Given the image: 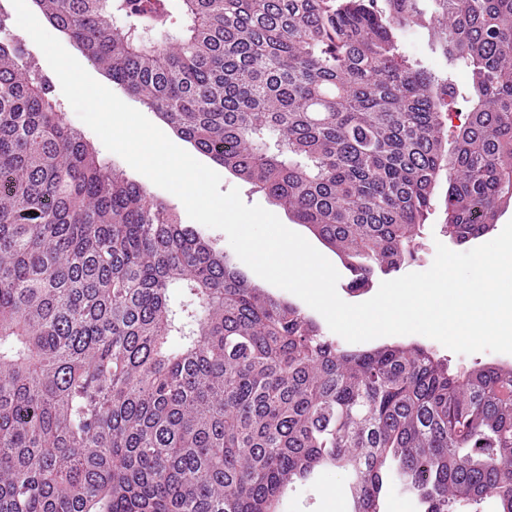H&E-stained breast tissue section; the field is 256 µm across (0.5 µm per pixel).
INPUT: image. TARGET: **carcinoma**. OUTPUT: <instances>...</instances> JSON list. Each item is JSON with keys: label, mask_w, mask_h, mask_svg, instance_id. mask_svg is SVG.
Masks as SVG:
<instances>
[{"label": "carcinoma", "mask_w": 512, "mask_h": 512, "mask_svg": "<svg viewBox=\"0 0 512 512\" xmlns=\"http://www.w3.org/2000/svg\"><path fill=\"white\" fill-rule=\"evenodd\" d=\"M113 83L370 287L512 201V0H33ZM470 109L400 52L426 16ZM0 10V512H275L318 468L347 512H512V366L350 349L70 126ZM167 32L161 42L145 34ZM380 502L382 512H420L422 510L417 499L405 492L393 478L389 479Z\"/></svg>", "instance_id": "obj_1"}]
</instances>
